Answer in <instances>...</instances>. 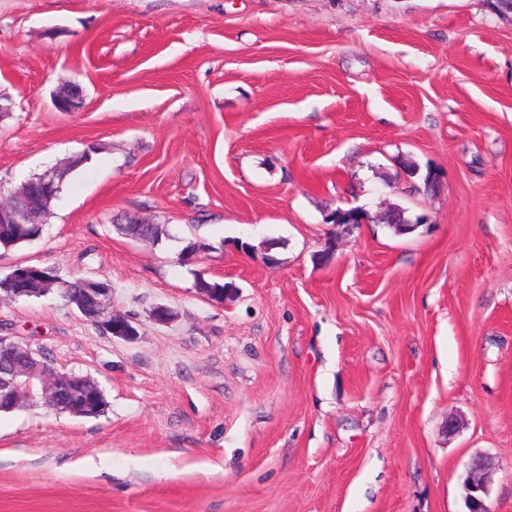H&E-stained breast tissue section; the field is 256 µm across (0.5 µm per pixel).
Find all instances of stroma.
I'll list each match as a JSON object with an SVG mask.
<instances>
[{"mask_svg": "<svg viewBox=\"0 0 512 512\" xmlns=\"http://www.w3.org/2000/svg\"><path fill=\"white\" fill-rule=\"evenodd\" d=\"M494 2L0 0V189L83 159L0 277L106 281L139 329L113 337L53 292L0 300V336L106 399L0 413V512H467L476 455L490 512H512V13ZM72 82L83 110L57 111ZM393 205L412 232L381 223ZM351 208L362 224L329 222ZM199 274L236 289L214 302ZM465 478L467 502L471 507L469 512H489L486 505L491 482L489 464L482 457L473 458L468 465Z\"/></svg>", "mask_w": 512, "mask_h": 512, "instance_id": "35a3bbf8", "label": "stroma"}]
</instances>
